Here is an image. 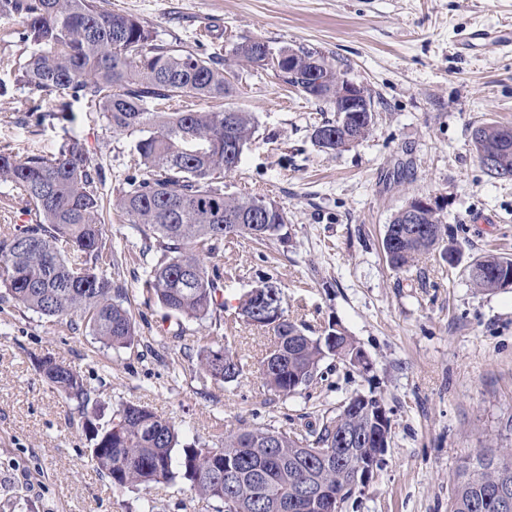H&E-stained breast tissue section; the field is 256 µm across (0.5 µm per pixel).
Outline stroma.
<instances>
[{"instance_id": "1", "label": "stroma", "mask_w": 512, "mask_h": 512, "mask_svg": "<svg viewBox=\"0 0 512 512\" xmlns=\"http://www.w3.org/2000/svg\"><path fill=\"white\" fill-rule=\"evenodd\" d=\"M157 41L224 61L232 47L263 40L321 52L374 101L372 132L339 152L318 148L327 106L282 84L267 66L242 68L232 103L253 113L256 132L224 190L273 198L288 210L287 241H225L204 256L219 269L224 321L188 320L145 306L142 282L156 262L120 212L105 224L100 274L121 278L138 322L130 347H104L85 329L18 305L0 287V512H214L176 482L113 491L96 471L75 405L39 373L50 355L78 371L91 397L113 412L153 408L184 442H215L240 424L305 431L354 393L381 397L388 447L372 480L342 512H448L450 481L478 448H512V287L473 288L464 267L491 252L512 258V178L490 177L471 142L475 126H512V52L461 45L476 29L512 26V0H111ZM21 19L0 20V148L16 157L57 153L79 137L115 199L138 155L135 137L96 113L56 101L28 111L29 93L9 67L28 48ZM436 201L462 250L438 252L398 272L382 249L386 224L413 197ZM40 218L26 194L0 182V240ZM277 281L285 314L319 332L336 324L371 361L369 370L326 359L317 379L282 398L259 362L267 334L235 321L240 298ZM227 345L244 364L223 383L197 367L200 352Z\"/></svg>"}]
</instances>
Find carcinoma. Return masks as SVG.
<instances>
[{
    "label": "carcinoma",
    "mask_w": 512,
    "mask_h": 512,
    "mask_svg": "<svg viewBox=\"0 0 512 512\" xmlns=\"http://www.w3.org/2000/svg\"><path fill=\"white\" fill-rule=\"evenodd\" d=\"M19 17L21 41L30 48L25 63L14 69V82L27 87L31 111L47 99L71 102L104 118L107 127L137 135L139 160L135 174L113 206L141 234L148 251L160 254L144 280L147 301L180 317L203 321L224 311L220 275L209 272L201 255L233 237L255 240L288 238V210L275 199L224 192V175L235 171L256 131L254 115L233 108L168 112L176 99L222 100L232 96V65L283 57L278 73L293 86L305 83L307 99L334 107L343 74L321 53L302 50L297 68L288 71V48L275 49L262 40L236 44L233 63H220L191 50L174 49L155 37L131 15L109 8L107 0H0V18ZM318 71L316 80L307 76ZM320 125L338 135L366 138L373 125L349 115ZM501 126L486 124L472 137L477 153L492 146ZM0 182L20 188L42 216V222L0 242V283L25 308L43 316L64 318L81 326L106 347L131 345L137 321L120 279L97 272L104 224L100 167L76 137L57 154L19 159L0 150ZM425 231L414 234L397 211L386 225L382 248L396 271L410 268L417 257L441 250L449 264L459 249L448 240L441 207L428 212ZM49 267L52 272L30 283L16 272ZM512 258L483 255L467 267L474 288L493 291L512 286L507 272ZM243 320L271 337L261 363L269 391L288 397L310 385L322 363L338 358L349 365L364 357L356 340L335 325L317 336L294 321H264L239 307ZM199 367L224 383L238 379L242 359L224 345L203 352ZM44 379L77 402L90 455L112 489H150L177 480L216 503V512H336L331 499L343 484V473L357 465L361 450L377 447L385 432L382 400L356 394L334 415L323 414L306 433L242 425L208 444L183 445L178 429L147 406L125 404L110 419L89 412L90 390L83 377L51 358L38 362ZM344 448L342 459L329 466L314 448ZM512 497V448H482L462 466L454 480L448 512H501L502 496Z\"/></svg>",
    "instance_id": "carcinoma-1"
}]
</instances>
